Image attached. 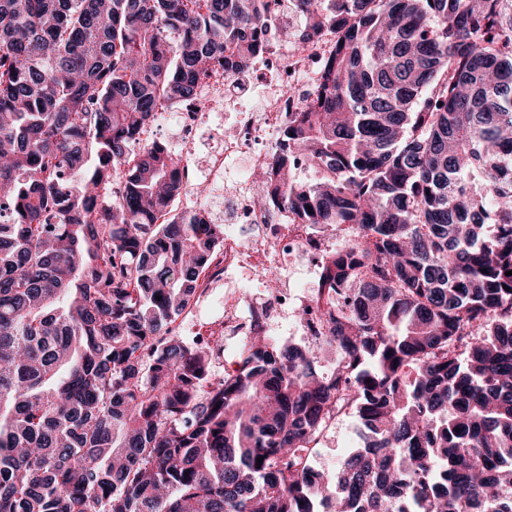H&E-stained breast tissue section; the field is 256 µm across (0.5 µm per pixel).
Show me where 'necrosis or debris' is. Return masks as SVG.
<instances>
[{
	"instance_id": "obj_1",
	"label": "necrosis or debris",
	"mask_w": 512,
	"mask_h": 512,
	"mask_svg": "<svg viewBox=\"0 0 512 512\" xmlns=\"http://www.w3.org/2000/svg\"><path fill=\"white\" fill-rule=\"evenodd\" d=\"M301 22L293 0H282L269 17L264 50L232 73L219 68L200 78L193 100L157 113L143 130L150 140L156 127H172L168 147L181 159L179 204L206 211L212 223L224 227L208 273L176 323L180 335L211 342L232 338L241 350L258 328L276 340L286 336L309 344L324 334L320 270L355 230L341 225L329 239L316 227L293 222L287 211L258 206L263 187L254 178L256 171L273 167L289 117L308 110L324 62L335 49L331 29L306 43L284 38V30ZM202 183L212 189L205 198L196 193ZM307 261L316 268L313 277L291 283L285 268ZM271 269L280 273L274 288L264 276ZM221 284L232 289L223 314L203 316L204 303Z\"/></svg>"
}]
</instances>
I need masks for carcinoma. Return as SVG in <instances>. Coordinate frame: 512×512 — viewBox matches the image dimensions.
<instances>
[{
    "mask_svg": "<svg viewBox=\"0 0 512 512\" xmlns=\"http://www.w3.org/2000/svg\"><path fill=\"white\" fill-rule=\"evenodd\" d=\"M277 2L0 0V512H317L333 485L332 512H512V0H297L298 40L339 42L259 204L355 226L325 267L347 376L259 333L221 376L172 328L221 226L174 209L142 127ZM334 410L364 446L316 476Z\"/></svg>",
    "mask_w": 512,
    "mask_h": 512,
    "instance_id": "obj_1",
    "label": "carcinoma"
}]
</instances>
